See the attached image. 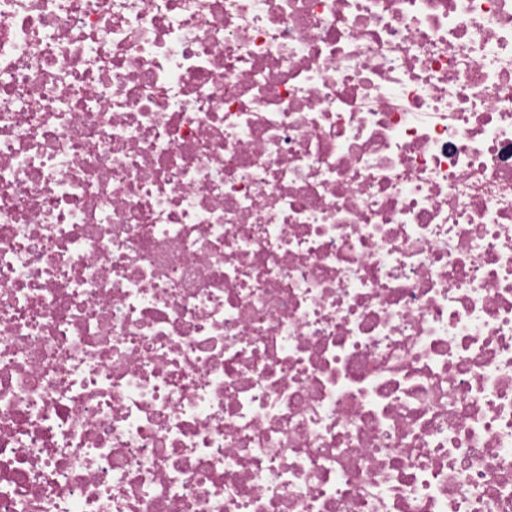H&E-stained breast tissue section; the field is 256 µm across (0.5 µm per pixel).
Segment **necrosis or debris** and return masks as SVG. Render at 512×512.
I'll list each match as a JSON object with an SVG mask.
<instances>
[{
  "label": "necrosis or debris",
  "instance_id": "4bbe7bcc",
  "mask_svg": "<svg viewBox=\"0 0 512 512\" xmlns=\"http://www.w3.org/2000/svg\"><path fill=\"white\" fill-rule=\"evenodd\" d=\"M0 512H512V0H0Z\"/></svg>",
  "mask_w": 512,
  "mask_h": 512
}]
</instances>
